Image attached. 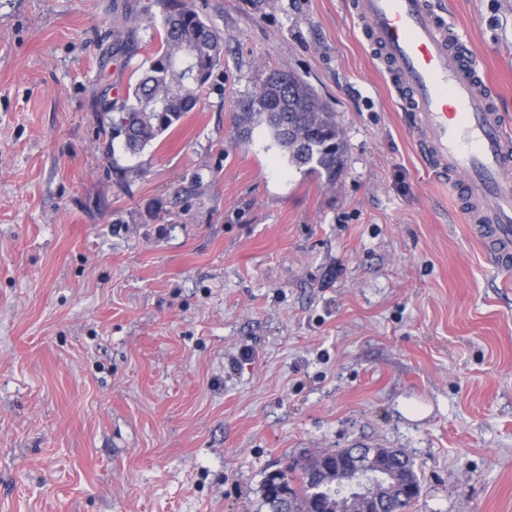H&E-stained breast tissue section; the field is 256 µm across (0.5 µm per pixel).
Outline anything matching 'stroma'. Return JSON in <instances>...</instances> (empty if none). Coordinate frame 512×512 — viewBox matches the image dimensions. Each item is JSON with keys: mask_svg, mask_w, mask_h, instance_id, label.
<instances>
[{"mask_svg": "<svg viewBox=\"0 0 512 512\" xmlns=\"http://www.w3.org/2000/svg\"><path fill=\"white\" fill-rule=\"evenodd\" d=\"M147 2L0 0V512H261L268 473L358 441L413 460L410 512H512V272L355 0H201L224 60L132 155L101 101L160 47ZM432 2L512 118V0ZM273 69L335 112V185L235 139Z\"/></svg>", "mask_w": 512, "mask_h": 512, "instance_id": "obj_1", "label": "stroma"}]
</instances>
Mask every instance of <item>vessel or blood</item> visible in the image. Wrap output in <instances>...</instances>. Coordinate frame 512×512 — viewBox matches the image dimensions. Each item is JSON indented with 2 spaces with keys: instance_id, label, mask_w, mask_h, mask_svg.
<instances>
[{
  "instance_id": "1",
  "label": "vessel or blood",
  "mask_w": 512,
  "mask_h": 512,
  "mask_svg": "<svg viewBox=\"0 0 512 512\" xmlns=\"http://www.w3.org/2000/svg\"><path fill=\"white\" fill-rule=\"evenodd\" d=\"M431 169L453 179L459 212L500 270H512V132L466 47L431 0H357Z\"/></svg>"
}]
</instances>
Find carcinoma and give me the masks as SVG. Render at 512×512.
I'll use <instances>...</instances> for the list:
<instances>
[{"mask_svg": "<svg viewBox=\"0 0 512 512\" xmlns=\"http://www.w3.org/2000/svg\"><path fill=\"white\" fill-rule=\"evenodd\" d=\"M160 20V48L136 82L133 103L122 104L112 117L106 149L116 139L134 155L174 127L198 101L199 92L224 59V35L208 24L186 0H154ZM263 126L288 164L305 176L336 182L341 165L342 130L336 115L314 89L290 71L269 73L256 89L240 101L234 129L241 141ZM327 450L305 463L291 462L284 473L287 495L279 493L280 477L269 474L262 487L268 512H346L350 499L336 494L333 483L312 491L306 473L319 465V457H334Z\"/></svg>", "mask_w": 512, "mask_h": 512, "instance_id": "obj_1", "label": "carcinoma"}]
</instances>
